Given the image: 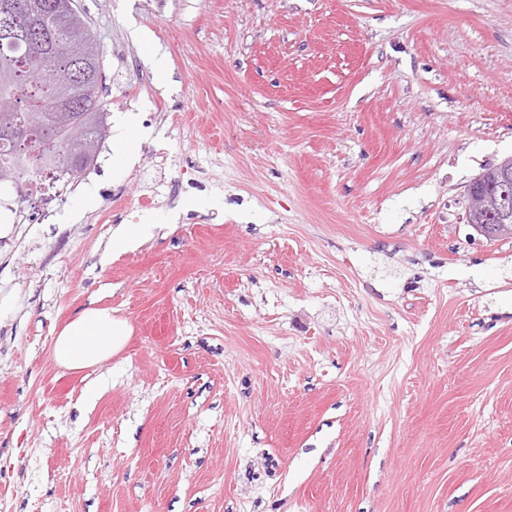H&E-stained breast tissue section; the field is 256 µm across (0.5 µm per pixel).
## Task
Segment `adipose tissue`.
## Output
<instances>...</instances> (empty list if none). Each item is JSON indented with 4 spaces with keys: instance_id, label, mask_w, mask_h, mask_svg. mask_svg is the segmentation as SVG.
<instances>
[{
    "instance_id": "obj_1",
    "label": "adipose tissue",
    "mask_w": 512,
    "mask_h": 512,
    "mask_svg": "<svg viewBox=\"0 0 512 512\" xmlns=\"http://www.w3.org/2000/svg\"><path fill=\"white\" fill-rule=\"evenodd\" d=\"M129 334L126 322L114 318L111 310L87 308L56 336L53 357L61 368L80 371L118 352Z\"/></svg>"
}]
</instances>
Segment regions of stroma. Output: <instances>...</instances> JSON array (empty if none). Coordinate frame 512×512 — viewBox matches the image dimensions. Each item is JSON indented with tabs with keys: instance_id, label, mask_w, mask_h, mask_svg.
Returning a JSON list of instances; mask_svg holds the SVG:
<instances>
[{
	"instance_id": "1",
	"label": "stroma",
	"mask_w": 512,
	"mask_h": 512,
	"mask_svg": "<svg viewBox=\"0 0 512 512\" xmlns=\"http://www.w3.org/2000/svg\"><path fill=\"white\" fill-rule=\"evenodd\" d=\"M76 3L146 137L0 224L6 512H512V0ZM87 307L130 336L68 371ZM484 175L480 174L475 177L467 186L466 195L468 200L467 224L477 233V235L485 238L487 241H494L497 237L507 235L512 231V208L507 195L496 198V211L499 213L500 224H477L472 221L470 205L471 194L480 191L484 185ZM149 234V225L122 224L112 232L109 249L120 250L141 240L142 236Z\"/></svg>"
}]
</instances>
